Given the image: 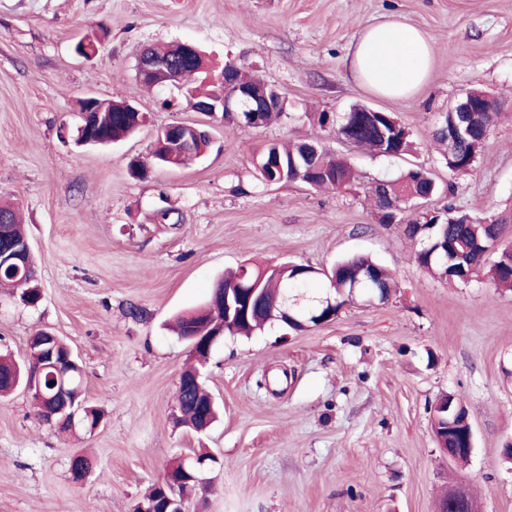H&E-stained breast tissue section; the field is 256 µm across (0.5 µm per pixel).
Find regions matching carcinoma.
I'll list each match as a JSON object with an SVG mask.
<instances>
[{
	"mask_svg": "<svg viewBox=\"0 0 512 512\" xmlns=\"http://www.w3.org/2000/svg\"><path fill=\"white\" fill-rule=\"evenodd\" d=\"M149 52L168 59L176 68L188 66V62L175 54L170 45L164 48L151 47ZM219 91V86L207 82L206 73L201 72L193 76L186 89H179L177 93L187 103L194 97L208 100ZM499 106L500 101L496 99H480L478 110L467 114L470 129V136L467 138L448 136L446 128L453 120V113H442L435 138L446 144L442 163L448 168L450 175L465 176L474 170L481 150L489 143L490 131L497 121ZM120 107L121 102L114 101L112 111L95 115L91 128L93 138L114 142L140 129L137 114L122 112ZM336 135L352 146L365 147L385 157L400 158L409 154L413 146L410 132L390 112H382L372 117L364 112L338 116ZM208 145L209 138L205 134L193 133L189 142L180 134H167L152 148L150 157L157 158L167 166L180 164L187 167L201 157ZM304 150L303 140L288 144L272 142L266 145L254 160V164L261 165V169L256 171L257 179L265 185L298 182L299 178L293 167H288L284 172L268 167L272 159L279 157L288 162L297 161L304 170L311 166L318 170L320 176L314 185L316 189L339 191L354 181V170L347 157L322 148L309 158ZM388 190L391 194V201L388 203L375 192L374 186H368L366 192L373 201L379 223L405 225L406 234L417 243L414 259L421 267L450 281L467 282L484 267L487 256L495 253L497 259L489 266V276L494 284L512 290V267L505 261L512 252V245L501 246L502 226L507 223V217L477 219L451 205L433 213H415L413 207L406 204L408 198L423 197L438 191L431 173L420 167L411 168L390 180ZM0 216L7 218L5 240H0V246L5 241L14 245L24 244L27 236L16 209L9 204L0 203ZM319 279L326 280L329 288L334 290V296L328 295L326 299L332 301L334 309L338 311L350 301L355 281L370 280L371 285L378 289L381 299L388 298L395 288L393 276L364 256H352L336 262L328 276L319 273L310 277L300 275L297 267L290 268L285 262L264 268L241 265L237 270L225 274L214 288L227 287L239 281L256 284L258 291L252 300L248 316L231 321L224 319L222 311L213 309L215 293L212 292L203 307L178 318L177 334L211 336L222 329L229 336H249L261 326L275 323L274 316L279 314L287 289L296 286L306 291L314 287ZM0 285L18 290L23 304L36 305L39 302L40 288L33 258L28 257L22 263L0 266ZM326 308L328 305L320 303L311 309L304 308L302 312L295 313L296 320L288 328L299 331L317 325L315 317ZM42 336L43 333L38 332L29 338L24 360L19 362L0 357V396L8 395L33 381L35 388L30 395L40 410L39 416L42 417L43 408L49 406L45 398L66 390L83 403L84 425L96 424L102 414L99 408L84 401L83 375L74 371L67 374L63 369H56L54 361L47 358L45 347L40 343ZM191 374L192 370L188 369L181 375L177 394L179 422L197 430L201 426L198 406L207 398V394L187 384ZM431 427L436 435L448 438V448L463 447L459 430L447 426L444 419L432 422ZM167 476L170 480L155 483L143 498V502L155 505L156 512H164L166 496L171 494L173 485H178L181 490L186 485L194 487L201 481L199 472L192 469L186 471L180 465L168 472Z\"/></svg>",
	"mask_w": 512,
	"mask_h": 512,
	"instance_id": "1",
	"label": "carcinoma"
}]
</instances>
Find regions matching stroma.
<instances>
[{"label": "stroma", "mask_w": 512, "mask_h": 512, "mask_svg": "<svg viewBox=\"0 0 512 512\" xmlns=\"http://www.w3.org/2000/svg\"><path fill=\"white\" fill-rule=\"evenodd\" d=\"M396 17L435 44L427 84L389 99L352 75L364 27ZM100 38L89 59L73 52ZM189 43L274 85L286 99L265 128L168 109L145 89V47ZM512 89V0H0V199L19 204L42 292L34 306L0 288V352L20 359L46 329L80 356L84 394L103 419L62 432L32 398L0 399V512H134L178 459L205 452L198 512H435L462 483L483 512H512V291L485 274H429L402 226L378 223L370 183L429 169L446 205L481 218L512 214V100L466 176L449 178L434 141L441 112L471 89ZM131 99L149 123L107 147L76 145L85 94ZM365 105L394 113L412 154L349 149L310 112ZM204 126L206 153L180 169L133 178L158 128ZM315 138L349 155L358 183L341 191L264 185L253 158L269 143ZM366 254L395 278L383 302L356 297L306 331L272 326L225 337L202 373L223 413L208 430L177 423V388L196 360L167 328L243 262L331 266ZM274 390L258 387L262 374ZM468 410L475 447L448 460L431 431L445 394ZM92 470L73 481V458Z\"/></svg>", "instance_id": "1"}]
</instances>
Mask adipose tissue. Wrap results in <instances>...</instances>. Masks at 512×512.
<instances>
[{"instance_id":"ef3b65f1","label":"adipose tissue","mask_w":512,"mask_h":512,"mask_svg":"<svg viewBox=\"0 0 512 512\" xmlns=\"http://www.w3.org/2000/svg\"><path fill=\"white\" fill-rule=\"evenodd\" d=\"M433 59V42L426 33L392 19L363 30L350 67L375 94L400 97L417 92L427 82Z\"/></svg>"}]
</instances>
